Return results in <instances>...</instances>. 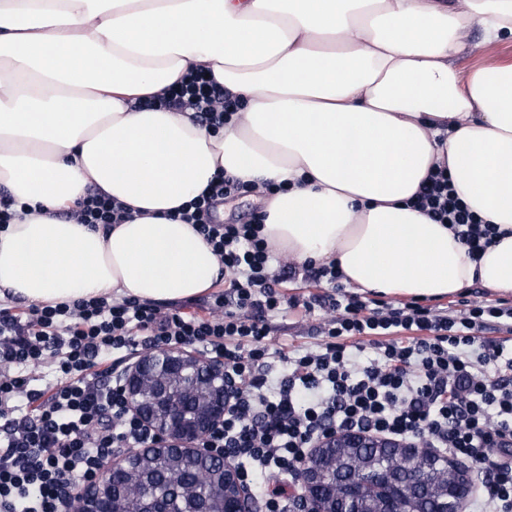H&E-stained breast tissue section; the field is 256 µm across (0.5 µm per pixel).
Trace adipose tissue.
<instances>
[{"label": "adipose tissue", "instance_id": "obj_1", "mask_svg": "<svg viewBox=\"0 0 512 512\" xmlns=\"http://www.w3.org/2000/svg\"><path fill=\"white\" fill-rule=\"evenodd\" d=\"M472 24L512 42V0H0V186L45 210L0 233V300L203 294L222 266L169 213L220 171L359 292L512 294V65L450 64ZM200 64L242 101L217 134L145 105ZM438 161L499 231L479 258L406 205ZM90 183L130 218L56 219Z\"/></svg>", "mask_w": 512, "mask_h": 512}]
</instances>
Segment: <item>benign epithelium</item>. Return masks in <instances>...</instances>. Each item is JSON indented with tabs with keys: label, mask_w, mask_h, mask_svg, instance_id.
I'll return each mask as SVG.
<instances>
[{
	"label": "benign epithelium",
	"mask_w": 512,
	"mask_h": 512,
	"mask_svg": "<svg viewBox=\"0 0 512 512\" xmlns=\"http://www.w3.org/2000/svg\"><path fill=\"white\" fill-rule=\"evenodd\" d=\"M112 379L126 413L151 435L140 448H126L100 461L95 478L67 490L62 512H125L126 485L117 481L156 458L214 468V496L225 512H257V496L235 460L208 448L224 430L236 382L221 358L183 347L134 354ZM374 450L378 463L361 465L329 483L327 463L352 451ZM300 512H466L480 477L471 467L416 440L329 427L309 448L297 472Z\"/></svg>",
	"instance_id": "7a95c632"
}]
</instances>
